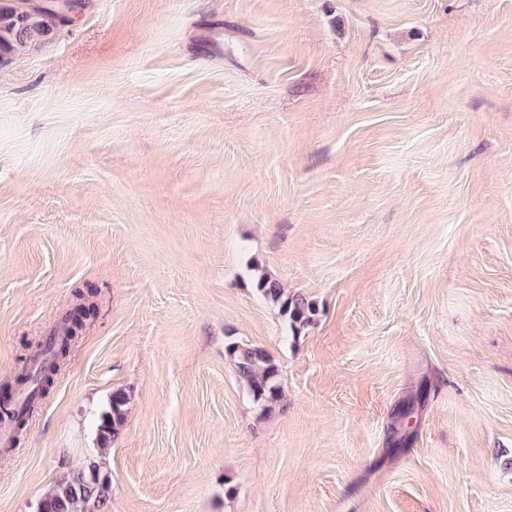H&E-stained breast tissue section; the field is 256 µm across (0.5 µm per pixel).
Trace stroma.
Returning <instances> with one entry per match:
<instances>
[{
  "label": "stroma",
  "mask_w": 512,
  "mask_h": 512,
  "mask_svg": "<svg viewBox=\"0 0 512 512\" xmlns=\"http://www.w3.org/2000/svg\"><path fill=\"white\" fill-rule=\"evenodd\" d=\"M83 2L0 64V389L96 306L0 512H512V0ZM256 287L266 300L279 305L281 313L288 319L293 334L297 335L302 329L314 323L316 305L304 295H288L278 281L266 275L259 276ZM227 353L234 360L238 374L247 384L254 400L264 409L280 399L278 371L266 350L230 343ZM127 403L128 396L124 390L117 389L113 391L109 410L100 416L98 424L102 447H107L112 437L117 434L119 428L122 426L125 419ZM110 483L93 462L60 479L38 503V512H100L110 498Z\"/></svg>",
  "instance_id": "stroma-1"
}]
</instances>
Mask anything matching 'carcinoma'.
Listing matches in <instances>:
<instances>
[{
	"label": "carcinoma",
	"mask_w": 512,
	"mask_h": 512,
	"mask_svg": "<svg viewBox=\"0 0 512 512\" xmlns=\"http://www.w3.org/2000/svg\"><path fill=\"white\" fill-rule=\"evenodd\" d=\"M62 21L53 8L23 9L14 4L0 2V63L9 61L17 52L44 43L52 38L57 23ZM259 293L268 301L278 305L287 317L293 334L314 323L317 309L313 301L302 294H288L280 283L266 275L257 279ZM95 314L92 302L78 304L65 318L61 333L50 337L44 344L40 356L42 362L35 370L19 374L32 395L42 394L51 383V374L56 371L58 361L65 358L70 342L85 322ZM228 355L234 360L238 374L247 384L254 400L267 408L281 397L278 371L268 352L262 348L231 343ZM128 396L122 389L112 393L109 410L100 416L98 431L102 447H107L112 437L122 426ZM31 405L14 406L4 416L21 431L24 429ZM110 483L100 476L96 463L78 473L60 479L43 495L37 512H101L110 498Z\"/></svg>",
	"instance_id": "carcinoma-1"
}]
</instances>
